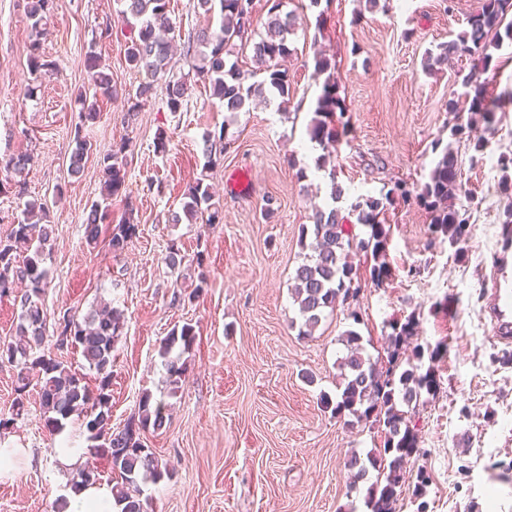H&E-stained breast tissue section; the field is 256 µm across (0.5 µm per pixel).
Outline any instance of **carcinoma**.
<instances>
[{
  "label": "carcinoma",
  "instance_id": "obj_1",
  "mask_svg": "<svg viewBox=\"0 0 512 512\" xmlns=\"http://www.w3.org/2000/svg\"><path fill=\"white\" fill-rule=\"evenodd\" d=\"M53 0H28L27 12L32 20L35 39L30 44L29 61L33 71L46 67L41 62L40 38L46 31L48 14ZM120 14L130 24L131 32L124 44V57L130 68L145 74L135 93L128 96L127 116L134 118L156 92L158 79L165 81V104L170 112H179L189 93V85L183 77L170 75V41L166 35L174 29L170 14V0H117ZM271 6L264 23L265 31L256 34L253 18V0H197V5L206 13L219 10L221 23L218 28H201L189 34L188 48L198 46L201 63L196 66L198 76L207 80L212 94L224 105V111L236 113L243 110L248 101L266 100L268 97H285L289 93L288 72L281 68L280 61L290 55L288 36L294 31L293 12L283 10L285 0H269ZM468 28L457 37L439 46V53H427L424 69L435 71L455 54H468L478 63L461 76L464 89L462 98L469 112L467 125H456L452 135L468 130L477 152L483 151V136L476 134L474 125L482 123L490 127L494 122L495 106L487 95V81L483 78L491 66L493 54L490 49H500L503 39L512 42V0H477V7L469 16ZM259 39H254V36ZM252 44L254 69H243L238 60L231 59L236 43ZM85 68L92 98L82 96L81 118L93 122L98 118V97H110L113 92L112 76L104 70L100 57L91 49L85 56ZM315 68L326 75L321 94L317 97L315 118L309 129L310 139L331 157L344 135L336 122L344 115L345 100L339 95V87L331 72L332 65L322 52H317ZM233 142L224 135V130L209 131L203 137V154L206 167H213L224 159ZM91 145L75 134V148L71 155V172L77 174L82 168ZM130 143L121 144L117 151L104 156L105 199L118 194L125 181L126 152ZM31 156L18 153L0 159V192L13 186L15 176L30 164ZM460 171L452 148L444 150L429 173L428 180L410 187L400 181L384 194V199H368L365 204L354 205L357 223L367 228V237L357 241L345 238L344 216L332 208H320L313 214L311 229V254L294 272L291 295L298 306L299 334L309 335L320 324L326 309L336 307V301L356 298L360 291L357 269L349 261V253L355 249L371 253L374 264L369 268L372 283L379 285L390 276L386 247L390 225L380 216L385 203L394 200L414 201L431 214L432 239L455 248V257L465 258L468 237L467 218L448 203L453 192L459 189ZM501 192L508 200L501 221L512 224V179L503 175ZM209 186L198 179L186 193L182 212L171 213V223L190 224L202 220L205 224H218L222 213L211 204ZM45 212L44 204L35 201L25 203L24 219L13 225L9 236L0 239V296L16 291V285H26L20 295L21 315L16 329L18 339L0 344V360L17 364L18 385L13 401V414L0 418V435L14 426L17 417L25 411L27 388L31 380L39 387L40 407L48 430L59 432L63 421L75 417L82 421L87 432L86 450L106 459L112 472V496L119 512H145L141 499L139 481L148 478L156 481L165 471L161 462L144 446L141 431L151 427L161 430L168 416L165 406L152 403L149 393L142 394L138 416L132 417L117 428H112V348L115 337L121 332V314L108 306L95 310L77 320L69 313L55 321L52 334L46 331V316L40 299L47 288L50 276L45 266V256L50 253L53 242V227L33 220L35 213ZM109 217L108 206L95 203L85 222L86 239L97 243L101 224ZM135 225H116L110 234L112 251L124 250L135 235ZM418 319L411 314L405 322H388V364L384 369L372 360L362 345L361 334L348 329L342 336L346 353L338 362L340 370V395L333 408L334 414L348 416L347 424L372 421L381 428L383 447L361 457L351 454L345 467L352 474L351 488L367 479L369 469L378 471L376 480L366 492L365 506L369 512H396V502L401 495L403 475L400 464L420 452L419 438L407 411L402 406H411L423 395L436 392L439 382L436 362L440 361L445 347L441 344L432 349L416 345L412 354L402 358L403 348L415 336ZM194 326L186 323L171 331L161 349L168 375L170 394L175 395L187 372L183 355L195 342ZM77 352L89 369L96 372V386L90 387L85 375L72 369L63 359L64 354ZM428 362H423V359Z\"/></svg>",
  "mask_w": 512,
  "mask_h": 512
}]
</instances>
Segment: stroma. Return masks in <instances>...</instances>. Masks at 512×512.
Listing matches in <instances>:
<instances>
[{"mask_svg":"<svg viewBox=\"0 0 512 512\" xmlns=\"http://www.w3.org/2000/svg\"><path fill=\"white\" fill-rule=\"evenodd\" d=\"M27 2L0 0V156H32L20 176L23 196L0 194V238L22 218L26 201L45 203L54 227L40 300L48 322L103 304L121 312L112 424L137 415L146 391L168 414L162 430L143 434L168 469L141 485L147 512H366L368 485L351 489L345 462L381 445V431L369 422L347 425L325 403L339 394L344 332L357 329L367 352L383 359L388 320L412 314L419 319L415 343L447 351L436 394L409 412L421 453L403 467L397 512H512V349L495 340L484 312L506 203L498 159L512 157V106L484 131V151H474L467 135H452L448 110L460 91L455 75L474 58L456 55L432 73L423 67L427 52L466 29L476 0H378L373 8L367 0H288L297 17L286 62L292 94L287 103H254L235 114L193 74L198 58L186 53L189 33L218 26V17L193 0H171L170 67L187 76L190 91L176 113L156 92L132 122L127 96L142 76L124 58L130 29L117 0H54L42 42L52 68L38 76L29 63ZM91 49L115 92L99 98L98 119L84 125L77 97L90 88L84 59ZM318 49L335 66L351 127L332 172L308 134L324 82L315 72ZM218 129L234 146L209 169L203 136ZM78 134L91 150L74 175ZM127 139L134 149L125 185L110 202L97 245H88L85 219L103 195L102 159ZM448 146L461 171L455 205L469 216L466 260L457 261L449 245H431L426 210L393 203L386 212L389 280L378 286L362 278L350 307L336 306L312 335H300L291 288L308 254L302 230L315 210L334 203L349 217L352 204L380 197L394 182L423 184ZM199 177L222 223H171ZM335 183L345 189L336 202ZM269 196L280 205L271 219L263 212ZM128 218L136 235L113 252L111 229ZM347 230L366 235L350 217ZM173 245L182 255L174 267L165 262ZM352 309L357 319H349ZM186 323L196 341L172 396L159 349ZM56 443L30 397L26 413L0 436V446L22 451L14 471L0 474V512H58L71 470L58 461ZM420 470L430 481L418 500L412 490Z\"/></svg>","mask_w":512,"mask_h":512,"instance_id":"1","label":"stroma"}]
</instances>
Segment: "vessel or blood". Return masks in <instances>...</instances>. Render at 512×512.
<instances>
[{
    "label": "vessel or blood",
    "instance_id": "obj_1",
    "mask_svg": "<svg viewBox=\"0 0 512 512\" xmlns=\"http://www.w3.org/2000/svg\"><path fill=\"white\" fill-rule=\"evenodd\" d=\"M493 288L485 313L497 342L512 346V227H502L491 270Z\"/></svg>",
    "mask_w": 512,
    "mask_h": 512
}]
</instances>
